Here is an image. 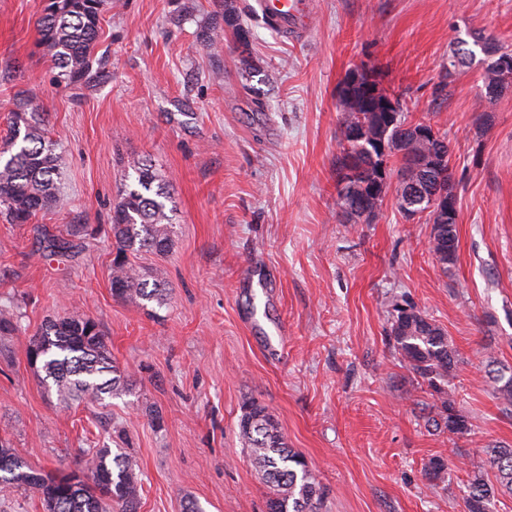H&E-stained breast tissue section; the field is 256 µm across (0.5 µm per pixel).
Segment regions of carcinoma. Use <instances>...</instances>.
Listing matches in <instances>:
<instances>
[{
  "label": "carcinoma",
  "mask_w": 512,
  "mask_h": 512,
  "mask_svg": "<svg viewBox=\"0 0 512 512\" xmlns=\"http://www.w3.org/2000/svg\"><path fill=\"white\" fill-rule=\"evenodd\" d=\"M104 6L105 0H46L37 22L38 45L59 69V82L71 85L93 78ZM224 23L233 27L235 42L248 46L250 30L235 18L231 4L224 5ZM473 44L494 61L503 56L512 58L511 44L489 43L479 36ZM370 77L378 78L376 68H370V75L361 76L359 81L340 87V126L361 125L367 132L361 142L339 140L336 208L348 219L356 217L354 202L363 191L362 180H354L345 172L349 160L371 167L393 161L398 164L397 172L404 174L412 158L446 144V135L439 133L433 142L396 146L384 157L375 151L373 140L394 141L398 131L374 110L366 88ZM482 80L490 96L501 95L505 84L498 70L486 66ZM9 140V157L0 162V214L12 224H25L39 211L64 205L57 181L60 142L46 135L45 112L32 98L24 99L11 113ZM133 170L135 185L121 188L112 210V295L136 303L154 302L161 308L167 304V288L136 258L143 253L164 256L171 249V218L166 212L169 185L147 161H135ZM414 177L419 179V191L428 193L437 182L448 181V166L418 172ZM396 203L402 213L413 210L428 216L432 224L429 251L445 266L454 263L456 225L443 223L436 211L399 191ZM17 329V315L1 308L0 335L10 336ZM388 335L399 361L412 370L423 392L433 399L431 408L438 416L435 425L450 435L470 431L471 423L453 396L458 353L444 330L417 307L396 302ZM33 352L40 358L38 369L45 373L44 380L52 381L64 400L100 406L105 397L128 390L127 376L112 361L105 336L91 319L66 315L47 321L30 340L28 353ZM486 377L493 396L505 407H512V369L499 366L488 370ZM239 435L270 489L268 512H321L320 484L304 458L289 448L285 434L264 405L256 400L243 404ZM488 453L497 486L512 493V446H497ZM83 454L81 468L54 473L30 465L9 443L0 440V495L31 490L38 494L44 512H137L142 486L132 457L114 454L109 448H89ZM447 469L444 459H430L425 466L430 486H438ZM495 487L482 472L471 475L464 512H492Z\"/></svg>",
  "instance_id": "carcinoma-1"
}]
</instances>
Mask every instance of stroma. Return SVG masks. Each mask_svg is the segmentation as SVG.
<instances>
[{
  "label": "stroma",
  "mask_w": 512,
  "mask_h": 512,
  "mask_svg": "<svg viewBox=\"0 0 512 512\" xmlns=\"http://www.w3.org/2000/svg\"><path fill=\"white\" fill-rule=\"evenodd\" d=\"M225 0H112L100 17L102 76L56 80L36 45L45 0H0V148L17 100L36 97L62 145L65 209L0 217V437L31 464L80 467V449L135 457L138 512H267L268 489L239 436L254 399L277 419L325 491L324 512H462L468 473L512 446V411L483 379L512 367V91L489 98L483 66L449 72L459 41L512 42V0H309L301 35L269 26L259 0H232L248 50L202 34ZM380 67L409 121L445 132L458 212L456 258L427 248L395 184L370 220L336 211L338 87ZM150 159L173 185V247L145 255L165 307L113 296L112 207L128 164ZM87 235L46 256L66 225ZM65 236V235H64ZM405 298L458 350L455 400L472 428L428 425L414 373L389 342ZM94 320L133 379L106 406L66 403L27 358L47 319ZM288 329L279 344L276 325ZM159 412L160 424L151 421ZM434 457L448 464L431 487Z\"/></svg>",
  "instance_id": "stroma-1"
}]
</instances>
